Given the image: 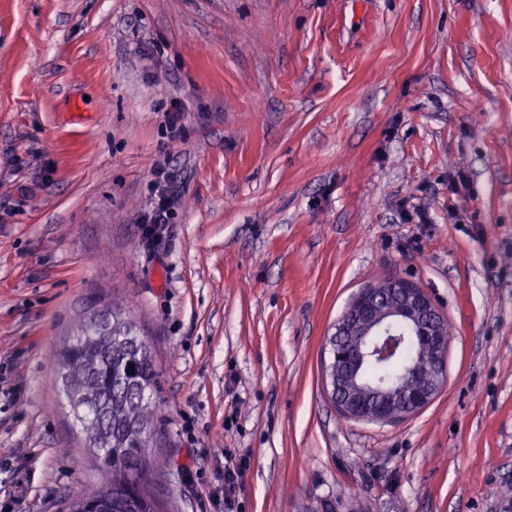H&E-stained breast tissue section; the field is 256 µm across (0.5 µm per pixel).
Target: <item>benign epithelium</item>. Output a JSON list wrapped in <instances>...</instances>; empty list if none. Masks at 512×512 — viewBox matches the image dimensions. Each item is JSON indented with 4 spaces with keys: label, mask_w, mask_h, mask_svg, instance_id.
<instances>
[{
    "label": "benign epithelium",
    "mask_w": 512,
    "mask_h": 512,
    "mask_svg": "<svg viewBox=\"0 0 512 512\" xmlns=\"http://www.w3.org/2000/svg\"><path fill=\"white\" fill-rule=\"evenodd\" d=\"M443 321L432 296L406 277H388L360 289L328 338L327 393L336 407L351 419L375 424L399 422L426 407L448 380ZM395 326L408 334L392 335ZM406 344L426 365L421 373L405 367L404 376L417 379L411 390L398 381L378 384L364 375L366 365L397 358Z\"/></svg>",
    "instance_id": "1"
}]
</instances>
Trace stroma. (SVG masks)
<instances>
[{
  "label": "stroma",
  "mask_w": 512,
  "mask_h": 512,
  "mask_svg": "<svg viewBox=\"0 0 512 512\" xmlns=\"http://www.w3.org/2000/svg\"><path fill=\"white\" fill-rule=\"evenodd\" d=\"M389 274L448 382L375 425L322 362ZM99 297L153 346L165 512H512V0H0V512L95 475L50 356ZM148 190L153 201L150 210L142 216L140 222L153 224V232L146 234L144 231V239L148 246L157 247L161 244L181 200L176 181L166 162H158L153 166Z\"/></svg>",
  "instance_id": "obj_1"
}]
</instances>
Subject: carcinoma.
I'll return each instance as SVG.
<instances>
[{"label":"carcinoma","instance_id":"obj_1","mask_svg":"<svg viewBox=\"0 0 512 512\" xmlns=\"http://www.w3.org/2000/svg\"><path fill=\"white\" fill-rule=\"evenodd\" d=\"M105 315L112 327L95 325L97 314L90 310L53 353L56 376L96 471L79 494L60 495L59 512L90 508L103 497L112 499V512H162L150 451L160 388L151 344L126 309L112 303ZM100 402L107 406L110 448L98 447L90 436V410Z\"/></svg>","mask_w":512,"mask_h":512}]
</instances>
